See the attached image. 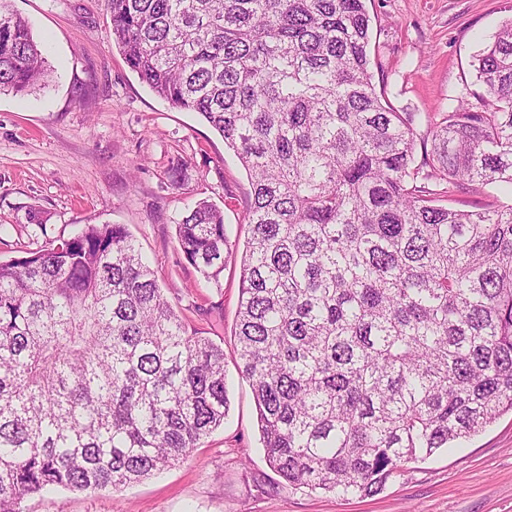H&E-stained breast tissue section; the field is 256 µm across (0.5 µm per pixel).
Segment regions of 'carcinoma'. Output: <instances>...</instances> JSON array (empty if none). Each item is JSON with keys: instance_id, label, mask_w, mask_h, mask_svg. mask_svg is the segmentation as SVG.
I'll use <instances>...</instances> for the list:
<instances>
[{"instance_id": "obj_1", "label": "carcinoma", "mask_w": 512, "mask_h": 512, "mask_svg": "<svg viewBox=\"0 0 512 512\" xmlns=\"http://www.w3.org/2000/svg\"><path fill=\"white\" fill-rule=\"evenodd\" d=\"M0 0V91L47 68ZM159 97L200 114L252 185L242 253L202 201L185 260L222 287L266 460L288 484L374 495L512 411V22L473 64L484 109L409 123L373 84L365 0H105ZM224 348L189 330L123 224L0 262V512L47 487L97 492L186 459L229 410ZM471 189L456 191L452 199L463 201L494 200L498 203H512V187L506 183H496L482 188L479 193L469 192Z\"/></svg>"}]
</instances>
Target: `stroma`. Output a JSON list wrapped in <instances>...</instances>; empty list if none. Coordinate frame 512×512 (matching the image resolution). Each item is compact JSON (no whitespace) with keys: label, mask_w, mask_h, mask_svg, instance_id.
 <instances>
[{"label":"stroma","mask_w":512,"mask_h":512,"mask_svg":"<svg viewBox=\"0 0 512 512\" xmlns=\"http://www.w3.org/2000/svg\"><path fill=\"white\" fill-rule=\"evenodd\" d=\"M28 19L49 83L0 92V261L88 224H123L190 329L224 349L230 408L187 459L96 493L43 491L25 512H512V415L405 466L374 496L288 485L267 464L251 388L236 365L239 266L222 287L183 257L176 224L202 200L230 243L248 234L252 186L223 138L132 71L103 0H10ZM373 82L413 128L417 153L445 112L477 111L473 62L512 20V0H366Z\"/></svg>","instance_id":"1"}]
</instances>
